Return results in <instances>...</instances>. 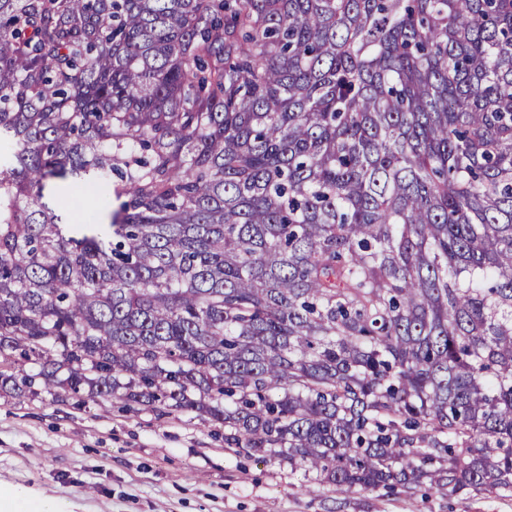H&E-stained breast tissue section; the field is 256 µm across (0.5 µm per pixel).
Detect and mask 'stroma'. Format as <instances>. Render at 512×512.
Segmentation results:
<instances>
[{
	"instance_id": "stroma-1",
	"label": "stroma",
	"mask_w": 512,
	"mask_h": 512,
	"mask_svg": "<svg viewBox=\"0 0 512 512\" xmlns=\"http://www.w3.org/2000/svg\"><path fill=\"white\" fill-rule=\"evenodd\" d=\"M0 483L74 512H512V498L433 489L341 496L287 463L226 449L222 426L86 395L54 401L0 392Z\"/></svg>"
}]
</instances>
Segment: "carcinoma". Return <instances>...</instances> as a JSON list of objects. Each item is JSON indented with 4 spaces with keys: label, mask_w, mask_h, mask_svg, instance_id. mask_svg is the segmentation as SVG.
Masks as SVG:
<instances>
[{
    "label": "carcinoma",
    "mask_w": 512,
    "mask_h": 512,
    "mask_svg": "<svg viewBox=\"0 0 512 512\" xmlns=\"http://www.w3.org/2000/svg\"><path fill=\"white\" fill-rule=\"evenodd\" d=\"M0 357L340 495L512 497V0H0ZM76 199L80 208H93L97 212V220L93 224H86L82 226L81 230L77 233V237H82L83 235L88 237L97 236L99 232V225L97 224L104 225L110 223L108 210L101 202L92 197H79Z\"/></svg>",
    "instance_id": "obj_1"
}]
</instances>
